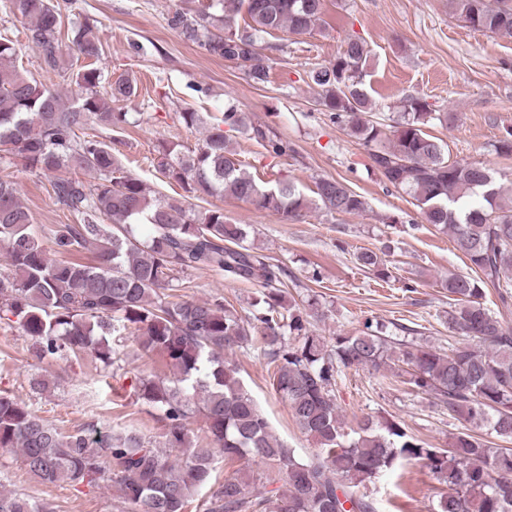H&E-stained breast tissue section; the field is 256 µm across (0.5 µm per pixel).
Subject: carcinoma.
Segmentation results:
<instances>
[{
    "label": "carcinoma",
    "mask_w": 512,
    "mask_h": 512,
    "mask_svg": "<svg viewBox=\"0 0 512 512\" xmlns=\"http://www.w3.org/2000/svg\"><path fill=\"white\" fill-rule=\"evenodd\" d=\"M7 2L24 23L42 68L63 70L71 48L87 64L72 77L74 92L64 97L21 71L16 44L0 38V160L54 174L56 203L76 218L53 229L56 246L68 258H50L17 184L0 177V247L9 258V268L0 270V322L14 323L31 337L41 360L67 361L90 350L107 367L120 361L117 346L130 334L142 354L160 356L173 375L131 377L134 395L163 425L162 448L134 432H66L0 394V449L18 453L27 471L48 484L111 483L127 512H187L194 494L206 487L212 493L205 512H267L271 498L258 491L267 486L275 512H377L370 486L405 462L422 464L447 487L436 512H512V448L504 447L512 441V328L485 304L493 289L503 307L512 305V196L503 193L493 169L448 158L426 132L440 113L408 95L386 118H367L373 111L365 89L370 50L360 38L348 39L334 60L309 71L317 105L365 147L385 186L409 196L424 221L450 233L455 248L481 272L476 278L450 273L444 281L448 330L457 336L446 352L414 341L398 348L383 327L369 323L329 345L286 300V269L246 244V225L230 223L220 208L196 212L177 199L151 198L110 144L85 133L90 122L107 130L121 127L126 113L112 104L136 94L128 78L102 88L97 63L103 48L95 26L84 22L64 33L54 0ZM449 7L467 27L512 38V0H449ZM324 9L325 0H208L193 16L174 12L169 25L264 84L270 65L260 36L281 30L310 34ZM228 130L277 157L292 151L230 103L201 146L164 147L160 172L192 198L228 194L282 221L311 209H367L365 197L339 180H317L312 198L291 180H257L228 148ZM83 172L95 173L97 182L85 183ZM103 215L112 223H100ZM141 223L150 225L144 239L133 231ZM87 251L93 253L90 262L82 259ZM356 260L377 278H390L376 253L360 252ZM201 268L260 284L249 314L240 315L222 296L185 298L189 285L180 274ZM256 345L273 366L274 391L317 445L310 457L273 435L237 365L225 355ZM350 368H369L384 379L390 371L412 391L435 395L448 412L490 439L461 432L449 448H433L394 420L347 426L335 390L336 378ZM196 416L209 443L223 450L224 463L245 462L220 484L213 450L189 435L187 423ZM169 448L180 449L183 458L170 460ZM0 512L53 507L0 493Z\"/></svg>",
    "instance_id": "obj_1"
}]
</instances>
